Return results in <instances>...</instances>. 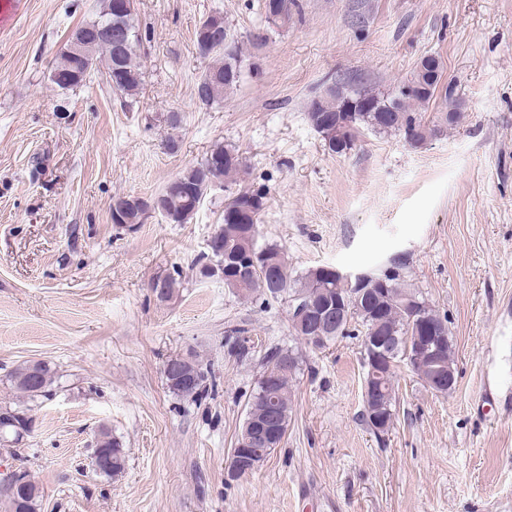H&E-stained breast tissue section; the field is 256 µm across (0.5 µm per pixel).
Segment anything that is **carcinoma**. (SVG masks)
<instances>
[{"label": "carcinoma", "instance_id": "cac0c4a2", "mask_svg": "<svg viewBox=\"0 0 512 512\" xmlns=\"http://www.w3.org/2000/svg\"><path fill=\"white\" fill-rule=\"evenodd\" d=\"M131 30L132 45L123 61L124 73L118 81L119 93L134 99L140 93L142 85V69L137 61V48L142 42L134 19L128 20ZM199 57L207 61V67L201 79L212 78V86L208 91L196 92L197 99L210 105L224 99V95L235 86L241 78V59L238 47H232L231 52H226L222 46H213L207 51H202L201 42H196ZM114 62L113 48L96 40L85 43L82 59L72 62L60 50L57 52L51 66V70L64 73L73 67L89 66L94 69L102 66L106 70H112ZM370 96L377 102L379 110L355 113V130L347 131L344 137L348 139L346 148L350 149L363 130H369L377 134H394L401 136L404 141L418 147L427 139L436 137L448 127V119L443 113L427 120L417 108L424 107L437 97V93L424 96H405L395 90L391 93H383L365 89L363 91L353 88L340 89L334 85L327 87L321 95L312 99L308 105L306 117L309 124L318 121L321 114L331 112L339 114L344 102L356 101L361 96ZM220 156L223 162L219 166L210 165V159ZM246 173V165L238 150L218 144L214 146L201 162L188 167L153 198H160L163 207L168 213V221L172 224H185L198 211L208 191L210 181L222 180L232 184L237 182L242 174ZM252 201L255 218L252 226L256 230L250 235L244 233L238 224L224 219L214 233L213 250L204 255V259L212 265L218 266L224 263L227 254L240 255L246 260H253L251 272L245 284L235 281L238 275L236 270L224 271V286L230 288L237 295L246 298L266 297L285 300L289 303L297 301L298 297H318L336 294V281L326 280L320 274V268L308 270L305 274L295 278L288 269V263L282 250L275 245L261 246L258 244L259 220L266 205V193L259 190L240 191L224 201V214H229L246 200ZM273 259L278 263L280 270V288L276 293H271L265 275V263ZM375 303L379 314L372 317L360 313L355 309L350 322L343 325L338 332L340 336L349 334L350 324L355 323L361 327V335H367L373 322L380 324V333L387 336L394 334L402 336L408 326L410 308L405 306L407 297L412 296L418 301H423L422 295L414 291L396 271L383 273L382 282L374 286ZM293 352V349L276 347L268 350L262 359L263 368L257 380L256 390L250 394L246 404V417H261L266 414L270 397L266 394L264 376L269 366L282 354ZM30 363L20 364L10 375V385L22 396L35 400L47 397L52 392L55 383V368L47 362L40 367L39 375L33 377L29 374ZM294 373L284 374L279 378L277 394L275 395L279 421L283 431H288L293 413L292 396ZM208 376L203 367H198L195 382L190 385L167 384L169 390L175 395L197 402L208 394ZM3 412L7 416L0 418V440L3 442L19 440L18 431L27 429L32 422V416L28 410L22 408L6 407ZM94 460L102 461L99 474L109 478L120 477L126 468V455L122 443L112 437L107 429L100 430L96 447L93 451ZM0 500L6 503L7 512H41L43 494L39 485L32 479L28 480L27 488L22 490L10 489L0 485Z\"/></svg>", "mask_w": 512, "mask_h": 512}]
</instances>
